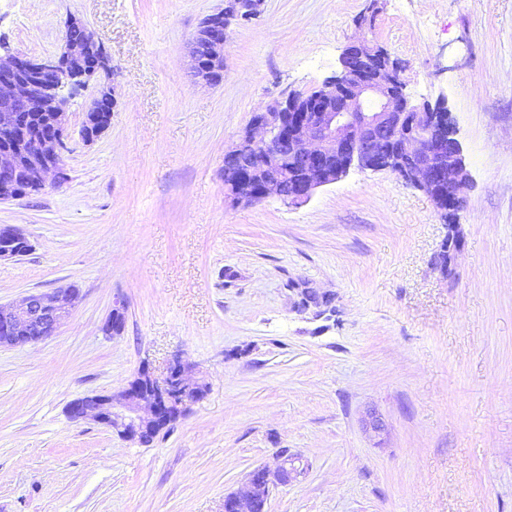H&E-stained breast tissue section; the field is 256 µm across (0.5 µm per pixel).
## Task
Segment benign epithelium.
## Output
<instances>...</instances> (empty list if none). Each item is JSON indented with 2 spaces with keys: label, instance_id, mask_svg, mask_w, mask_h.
Segmentation results:
<instances>
[{
  "label": "benign epithelium",
  "instance_id": "obj_1",
  "mask_svg": "<svg viewBox=\"0 0 512 512\" xmlns=\"http://www.w3.org/2000/svg\"><path fill=\"white\" fill-rule=\"evenodd\" d=\"M222 12L206 17L189 41L195 76L216 85L224 72V45L229 17L247 18L260 0H228ZM92 48L63 46L58 58L39 60L26 55L0 54V128L14 125L13 108L48 112L50 121L39 135L37 150L20 145L26 129L13 145L0 147V201L17 199L26 186H46L48 175L65 179L60 162L68 129L67 96L100 72L112 71L94 34ZM341 70L311 94L290 95L265 112L254 115L239 131L224 155V188L233 202L253 203L271 196L284 201H306L313 191L341 179L353 166L389 171L425 190L433 200L449 199L463 205L468 183L463 148L451 113L443 104H411L388 52L356 41L340 58ZM114 99L105 90L86 105L82 134L94 140L109 123ZM97 123L96 134L89 131ZM30 245L23 231L0 225V260L19 256ZM76 289L27 295L19 308L0 307V345L38 343L55 336L70 316ZM332 298L314 291L301 292L298 308L327 307ZM192 367L181 357L169 363L159 377L147 367L116 394H91L72 400L68 417L93 419L124 440H140L149 429H162L183 415L189 404L205 397L207 384L191 377ZM275 470L263 466L248 474V490L224 496V512H267L273 487L295 481L304 469L300 457L280 454Z\"/></svg>",
  "mask_w": 512,
  "mask_h": 512
}]
</instances>
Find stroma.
Returning <instances> with one entry per match:
<instances>
[{"mask_svg":"<svg viewBox=\"0 0 512 512\" xmlns=\"http://www.w3.org/2000/svg\"><path fill=\"white\" fill-rule=\"evenodd\" d=\"M224 6L0 0L14 53L58 56L67 21L86 24L116 96L87 143L97 85L80 90L65 181L0 202L33 245L0 261V306L78 290L56 336L0 346V512H223L284 449L306 471L268 512H512V0H261L209 86L187 45ZM363 35L412 103L454 117L469 183L449 275L434 201L390 172L350 169L298 204L226 196L224 153L253 114L321 86ZM302 288L329 311H298ZM177 355L208 393L153 444L68 417ZM107 86H103V89L99 91L96 96H93L88 104L86 105V112L84 113V120L82 122V134L87 142H92L94 137L100 135L111 123L112 119V108L114 105V98L106 95L105 91ZM110 115V118L105 122L102 117L103 113ZM91 122H97V131L95 135H92L89 131Z\"/></svg>","mask_w":512,"mask_h":512,"instance_id":"obj_1","label":"stroma"}]
</instances>
